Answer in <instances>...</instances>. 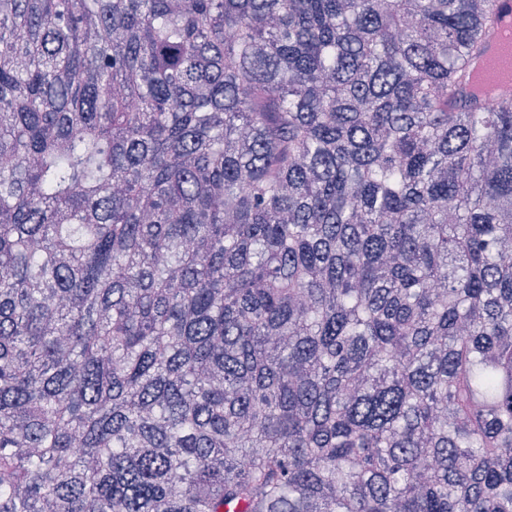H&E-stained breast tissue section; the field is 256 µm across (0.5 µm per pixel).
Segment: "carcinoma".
Listing matches in <instances>:
<instances>
[{
    "instance_id": "obj_1",
    "label": "carcinoma",
    "mask_w": 512,
    "mask_h": 512,
    "mask_svg": "<svg viewBox=\"0 0 512 512\" xmlns=\"http://www.w3.org/2000/svg\"><path fill=\"white\" fill-rule=\"evenodd\" d=\"M496 0H0V512H512ZM504 60L507 61L508 68L512 66V42L504 44H492L491 39H487L483 46L482 53L471 61V69L476 71L485 70L489 73V69L493 64H499Z\"/></svg>"
}]
</instances>
